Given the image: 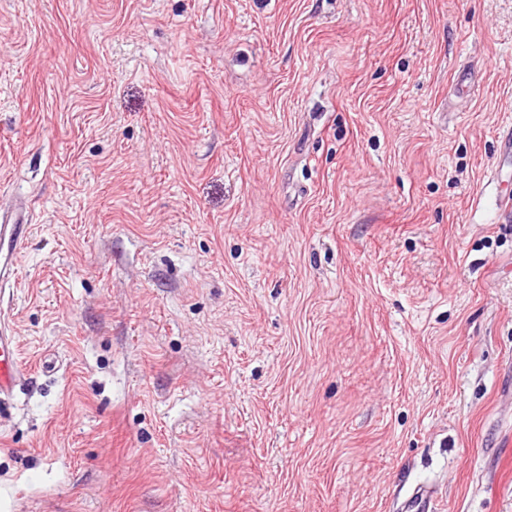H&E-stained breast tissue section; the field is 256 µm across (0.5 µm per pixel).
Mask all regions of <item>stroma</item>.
<instances>
[{
  "mask_svg": "<svg viewBox=\"0 0 512 512\" xmlns=\"http://www.w3.org/2000/svg\"><path fill=\"white\" fill-rule=\"evenodd\" d=\"M512 0H0V512H512ZM0 223V280L3 283L15 278L18 273L19 257L30 226L22 213H15L6 219L0 214ZM27 369L18 357L10 326L0 324V400L11 396L27 376Z\"/></svg>",
  "mask_w": 512,
  "mask_h": 512,
  "instance_id": "obj_1",
  "label": "stroma"
}]
</instances>
